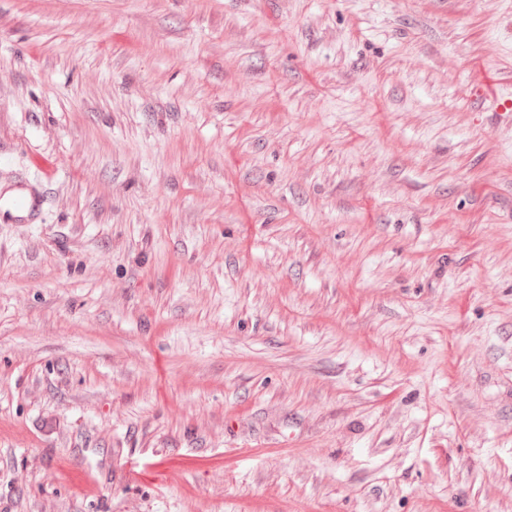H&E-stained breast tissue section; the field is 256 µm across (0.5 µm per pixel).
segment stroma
Wrapping results in <instances>:
<instances>
[{
	"label": "stroma",
	"instance_id": "35a3bbf8",
	"mask_svg": "<svg viewBox=\"0 0 512 512\" xmlns=\"http://www.w3.org/2000/svg\"><path fill=\"white\" fill-rule=\"evenodd\" d=\"M512 0H0V512H512ZM44 197L35 184L20 179L8 194L0 191V222L3 224H28L40 215Z\"/></svg>",
	"mask_w": 512,
	"mask_h": 512
}]
</instances>
